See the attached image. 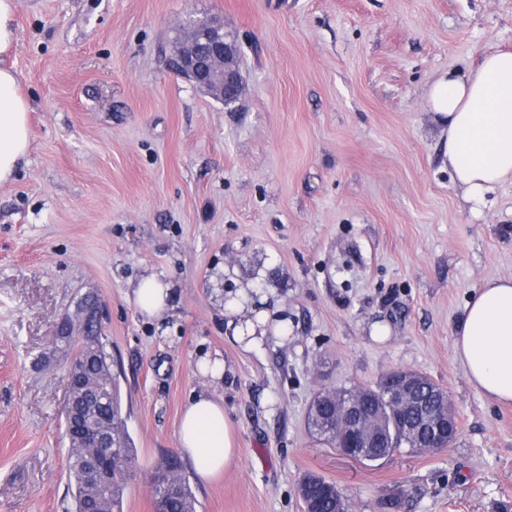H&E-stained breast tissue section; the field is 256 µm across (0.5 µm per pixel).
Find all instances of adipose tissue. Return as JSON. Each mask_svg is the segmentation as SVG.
<instances>
[{
  "instance_id": "ef3b65f1",
  "label": "adipose tissue",
  "mask_w": 512,
  "mask_h": 512,
  "mask_svg": "<svg viewBox=\"0 0 512 512\" xmlns=\"http://www.w3.org/2000/svg\"><path fill=\"white\" fill-rule=\"evenodd\" d=\"M17 37L15 0H0V183L12 179L31 141V106L7 62ZM425 99L441 128L451 178L471 213L480 214L500 186L512 183V51L441 73ZM454 352L471 385L491 400L512 402V277L486 280L474 290L457 323ZM178 444L205 481L239 453L223 403L205 392L184 411Z\"/></svg>"
}]
</instances>
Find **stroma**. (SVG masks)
<instances>
[{"mask_svg":"<svg viewBox=\"0 0 512 512\" xmlns=\"http://www.w3.org/2000/svg\"><path fill=\"white\" fill-rule=\"evenodd\" d=\"M12 61L31 143L0 184V512H70L63 426L86 294L119 373L134 467L123 512L179 454L196 393L224 402L239 450L184 471L197 512H303L309 472L351 512H512V404L477 392L453 348L485 280L512 277V183L481 215L443 163L425 91L512 50V0H17ZM217 16L243 97L169 72L172 44ZM170 288L143 315L146 275ZM259 347L235 337L245 324ZM224 357L214 381L198 369ZM421 373L459 423L447 449L360 462L310 431L313 398ZM169 288L156 277L141 281L134 290V299L141 313L148 317H159L167 306Z\"/></svg>","mask_w":512,"mask_h":512,"instance_id":"35a3bbf8","label":"stroma"}]
</instances>
